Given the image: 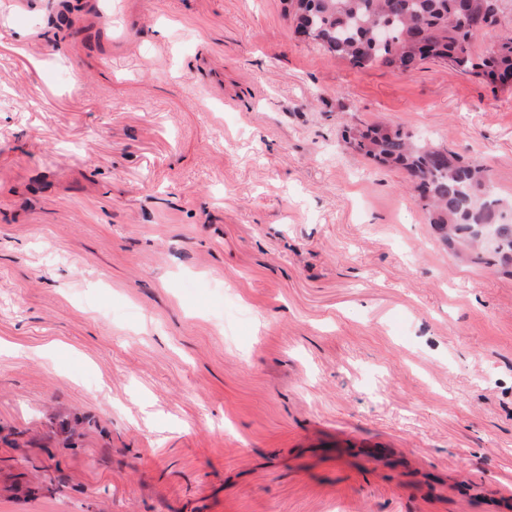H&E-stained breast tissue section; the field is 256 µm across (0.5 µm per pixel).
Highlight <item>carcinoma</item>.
I'll use <instances>...</instances> for the list:
<instances>
[{
	"label": "carcinoma",
	"mask_w": 512,
	"mask_h": 512,
	"mask_svg": "<svg viewBox=\"0 0 512 512\" xmlns=\"http://www.w3.org/2000/svg\"><path fill=\"white\" fill-rule=\"evenodd\" d=\"M512 0H289L304 10L306 35L354 68L381 63L403 71L410 45L419 31L426 34L428 53L421 60L444 61L475 72L492 84L512 79V31L480 58H475V34L464 22L483 16L486 26L498 23ZM348 144L381 164L404 168L417 181L422 207L430 223L438 225L446 241L462 230L486 224L504 213L487 168L445 149L412 139L400 129L368 128L348 135Z\"/></svg>",
	"instance_id": "carcinoma-1"
}]
</instances>
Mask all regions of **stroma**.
Masks as SVG:
<instances>
[{
  "mask_svg": "<svg viewBox=\"0 0 512 512\" xmlns=\"http://www.w3.org/2000/svg\"><path fill=\"white\" fill-rule=\"evenodd\" d=\"M347 126L512 205V87L285 0H0V512H512V259ZM348 144L381 164L404 168L417 181L422 207L430 224H437L448 242L462 230L487 224L504 213L487 168L476 160L465 161L456 153L414 141L402 130L367 128L348 135ZM446 154V158L441 155ZM489 235L496 234L487 224Z\"/></svg>",
  "mask_w": 512,
  "mask_h": 512,
  "instance_id": "1",
  "label": "stroma"
}]
</instances>
